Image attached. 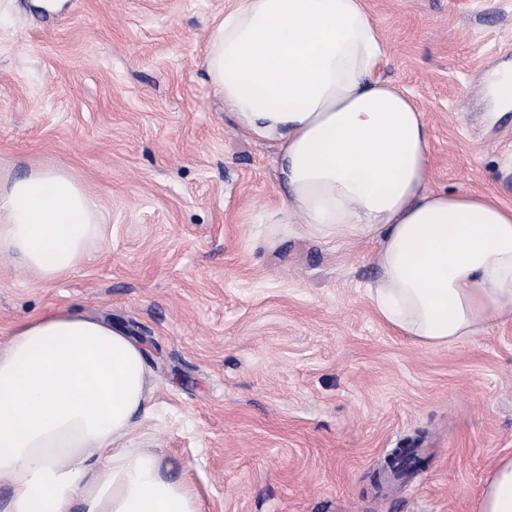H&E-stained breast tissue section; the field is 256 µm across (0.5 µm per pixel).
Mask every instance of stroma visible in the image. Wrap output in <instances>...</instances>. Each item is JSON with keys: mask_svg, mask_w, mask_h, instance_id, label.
Here are the masks:
<instances>
[{"mask_svg": "<svg viewBox=\"0 0 512 512\" xmlns=\"http://www.w3.org/2000/svg\"><path fill=\"white\" fill-rule=\"evenodd\" d=\"M231 0H0V178L42 167L93 193L103 235L68 277L0 254V347L69 309L145 351L135 447L192 485L200 512H475L512 456V313L427 348L368 296L374 237L320 240L281 208L272 148L205 78ZM382 79L431 128V189L512 207V0H366Z\"/></svg>", "mask_w": 512, "mask_h": 512, "instance_id": "obj_1", "label": "stroma"}]
</instances>
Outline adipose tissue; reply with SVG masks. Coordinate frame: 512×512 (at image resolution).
<instances>
[{"instance_id":"obj_1","label":"adipose tissue","mask_w":512,"mask_h":512,"mask_svg":"<svg viewBox=\"0 0 512 512\" xmlns=\"http://www.w3.org/2000/svg\"><path fill=\"white\" fill-rule=\"evenodd\" d=\"M385 48L364 0H233L204 70L241 126L271 144L284 207L270 224L377 236L378 316L426 347L484 333L512 308V208L429 187L431 131L412 98L381 80ZM94 198L40 169L0 181V253L42 280L97 246ZM143 349L111 322L58 310L18 324L0 349L5 512H199L159 456L131 447L150 413ZM476 512H512V456L493 466Z\"/></svg>"}]
</instances>
